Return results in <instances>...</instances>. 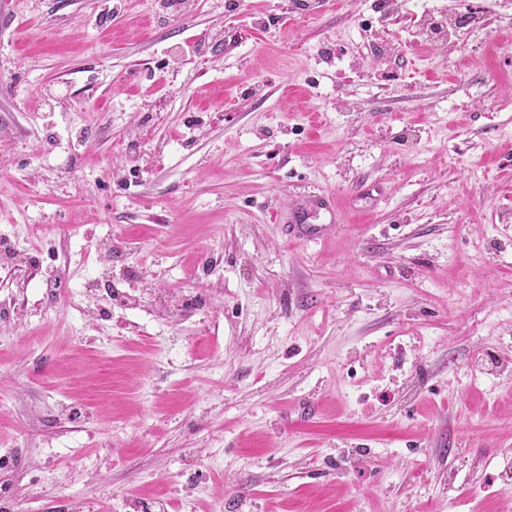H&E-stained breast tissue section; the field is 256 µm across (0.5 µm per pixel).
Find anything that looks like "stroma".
<instances>
[{"mask_svg":"<svg viewBox=\"0 0 512 512\" xmlns=\"http://www.w3.org/2000/svg\"><path fill=\"white\" fill-rule=\"evenodd\" d=\"M166 2L0 0V512H512V0Z\"/></svg>","mask_w":512,"mask_h":512,"instance_id":"stroma-1","label":"stroma"}]
</instances>
